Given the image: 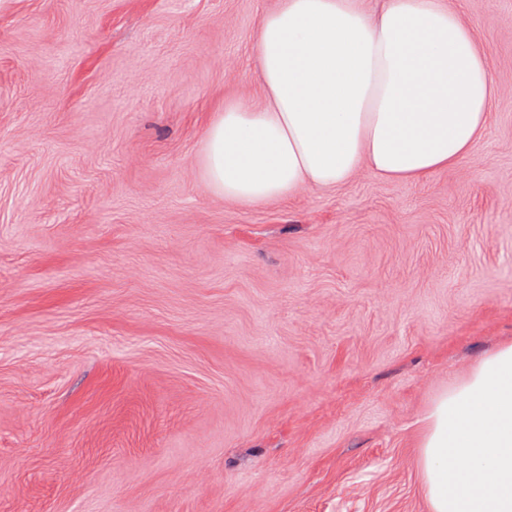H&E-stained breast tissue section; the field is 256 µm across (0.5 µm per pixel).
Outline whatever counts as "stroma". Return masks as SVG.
Instances as JSON below:
<instances>
[{
	"label": "stroma",
	"instance_id": "stroma-1",
	"mask_svg": "<svg viewBox=\"0 0 512 512\" xmlns=\"http://www.w3.org/2000/svg\"><path fill=\"white\" fill-rule=\"evenodd\" d=\"M472 152L285 201L201 177L277 0H0V512H428L434 396L512 339V0H449Z\"/></svg>",
	"mask_w": 512,
	"mask_h": 512
}]
</instances>
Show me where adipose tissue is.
<instances>
[{"label":"adipose tissue","mask_w":512,"mask_h":512,"mask_svg":"<svg viewBox=\"0 0 512 512\" xmlns=\"http://www.w3.org/2000/svg\"><path fill=\"white\" fill-rule=\"evenodd\" d=\"M259 101L225 102L205 184L243 204L346 184L414 182L468 156L497 94L474 28L447 0H279L259 22ZM429 512H512V340L428 405L415 444Z\"/></svg>","instance_id":"1"}]
</instances>
